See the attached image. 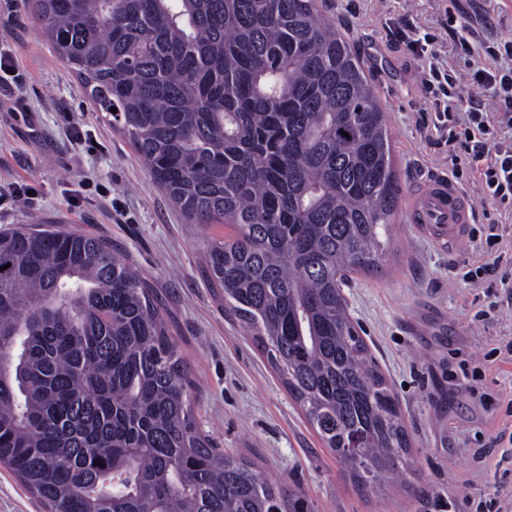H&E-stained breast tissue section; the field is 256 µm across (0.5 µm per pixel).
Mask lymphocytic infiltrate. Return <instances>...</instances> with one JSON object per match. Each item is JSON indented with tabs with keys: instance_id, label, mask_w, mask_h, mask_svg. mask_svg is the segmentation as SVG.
<instances>
[{
	"instance_id": "f902f5d3",
	"label": "lymphocytic infiltrate",
	"mask_w": 512,
	"mask_h": 512,
	"mask_svg": "<svg viewBox=\"0 0 512 512\" xmlns=\"http://www.w3.org/2000/svg\"><path fill=\"white\" fill-rule=\"evenodd\" d=\"M448 33L469 59L473 85L498 100L501 111L496 121H489L478 108H464L457 93L459 79L440 69L432 50L436 35L419 34L406 23L394 31L397 39L427 57L421 84L434 108V128L448 134L452 177L472 174L485 203L512 208V42L485 46V55L497 63L489 70L473 58L474 29L468 22L449 20ZM501 241V234L489 233L480 244L485 263L465 272L464 278L478 286L502 289L512 297V253L501 250Z\"/></svg>"
}]
</instances>
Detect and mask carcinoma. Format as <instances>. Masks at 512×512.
Listing matches in <instances>:
<instances>
[{
    "label": "carcinoma",
    "instance_id": "1",
    "mask_svg": "<svg viewBox=\"0 0 512 512\" xmlns=\"http://www.w3.org/2000/svg\"><path fill=\"white\" fill-rule=\"evenodd\" d=\"M35 10L99 117L187 223L236 226L206 252L224 302L325 447L358 483L384 487L408 442L343 286L389 250L397 175L346 37L317 0H35ZM6 264L0 466L46 512H310L201 430L152 288L110 243L26 224L0 232Z\"/></svg>",
    "mask_w": 512,
    "mask_h": 512
}]
</instances>
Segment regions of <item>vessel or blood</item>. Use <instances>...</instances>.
<instances>
[{
  "label": "vessel or blood",
  "mask_w": 512,
  "mask_h": 512,
  "mask_svg": "<svg viewBox=\"0 0 512 512\" xmlns=\"http://www.w3.org/2000/svg\"><path fill=\"white\" fill-rule=\"evenodd\" d=\"M411 221L438 242L461 241L467 224L474 218L469 199L446 174L434 175L423 188L410 195Z\"/></svg>",
  "instance_id": "vessel-or-blood-1"
}]
</instances>
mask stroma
Instances as JSON below:
<instances>
[{
    "mask_svg": "<svg viewBox=\"0 0 512 512\" xmlns=\"http://www.w3.org/2000/svg\"><path fill=\"white\" fill-rule=\"evenodd\" d=\"M345 32L371 78L389 127L401 192L450 171L448 144L416 81L423 61L393 35L404 20L438 35V61L466 63L445 34L449 15L476 21L477 42L512 41V0H318ZM35 0H0V51L17 61L21 93L0 91V229L38 224L110 242L153 289L190 369L201 427L216 447L250 461L304 495L311 512H476L497 490H512V446L497 441L512 399V363L485 361L512 340V303L493 318L482 289L464 273L479 259L471 239L439 244L395 209L380 268L353 275L349 313L389 387L409 438L396 483L357 484L323 444L266 354L226 307L206 266L207 242L230 224L187 223L129 141L101 122L80 78L45 40ZM89 151L75 152L71 125ZM109 187L111 200L84 184ZM29 201H12L16 186Z\"/></svg>",
    "mask_w": 512,
    "mask_h": 512,
    "instance_id": "1",
    "label": "stroma"
}]
</instances>
